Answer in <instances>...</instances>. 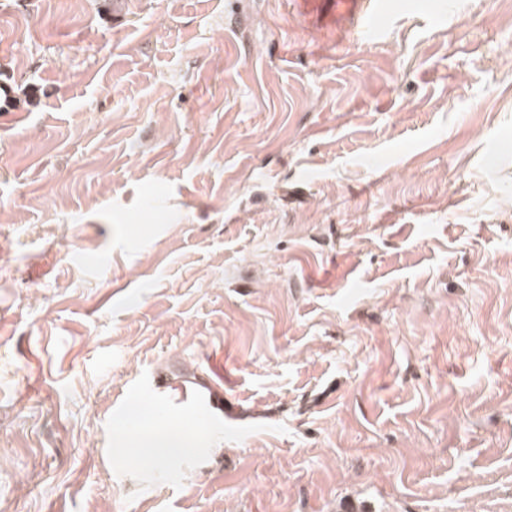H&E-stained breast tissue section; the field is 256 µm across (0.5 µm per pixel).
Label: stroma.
I'll return each mask as SVG.
<instances>
[{
    "mask_svg": "<svg viewBox=\"0 0 512 512\" xmlns=\"http://www.w3.org/2000/svg\"><path fill=\"white\" fill-rule=\"evenodd\" d=\"M389 2L0 0V512H512V0ZM374 1L376 2H369L357 14V26H360L362 37L368 40L375 39L382 33L386 21L387 10L384 0ZM154 385L160 393L177 396L176 401L192 405L191 410L203 413L209 424L224 421V392L214 387L204 390L185 377L158 375ZM132 426L138 432L135 442L130 433ZM193 442L189 434L179 429L157 430L149 427L142 420L139 404L135 401L132 409L125 412L112 426L109 448L111 467L112 460L124 464L129 457L130 448H137L146 461H163L178 457L184 448H191ZM132 443L138 446H130Z\"/></svg>",
    "mask_w": 512,
    "mask_h": 512,
    "instance_id": "stroma-1",
    "label": "stroma"
}]
</instances>
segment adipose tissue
Here are the masks:
<instances>
[{
	"mask_svg": "<svg viewBox=\"0 0 512 512\" xmlns=\"http://www.w3.org/2000/svg\"><path fill=\"white\" fill-rule=\"evenodd\" d=\"M192 437L175 428L159 430L150 427L141 418L139 407H132L117 419L112 427L110 457L125 463L130 450H138L148 461H163L178 457L183 449L191 447Z\"/></svg>",
	"mask_w": 512,
	"mask_h": 512,
	"instance_id": "ef3b65f1",
	"label": "adipose tissue"
}]
</instances>
